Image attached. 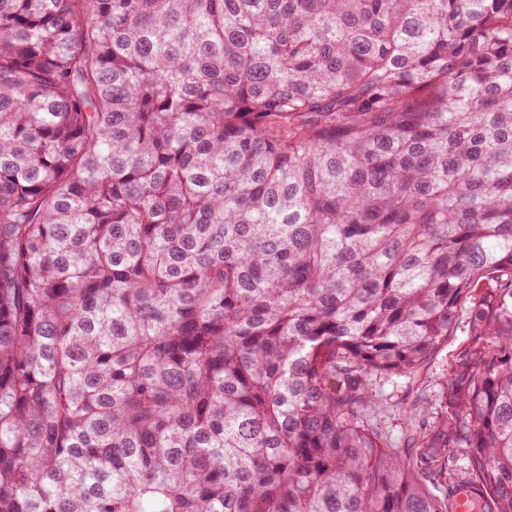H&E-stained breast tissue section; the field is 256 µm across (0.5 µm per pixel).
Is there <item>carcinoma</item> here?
Wrapping results in <instances>:
<instances>
[{"mask_svg":"<svg viewBox=\"0 0 512 512\" xmlns=\"http://www.w3.org/2000/svg\"><path fill=\"white\" fill-rule=\"evenodd\" d=\"M465 486L512 512V0H0V512ZM468 334L469 319L462 314L457 323L455 335L448 337V342L442 345L428 365L427 375L415 385L408 388L405 379L397 377L378 380L375 386L380 408L376 412H371L370 422L384 429L393 441L401 442L405 436L402 419L406 402H410L417 394L422 393L428 402L426 406L431 407L432 411L439 409L441 399L439 378L454 360L459 346L466 341Z\"/></svg>","mask_w":512,"mask_h":512,"instance_id":"obj_1","label":"carcinoma"}]
</instances>
